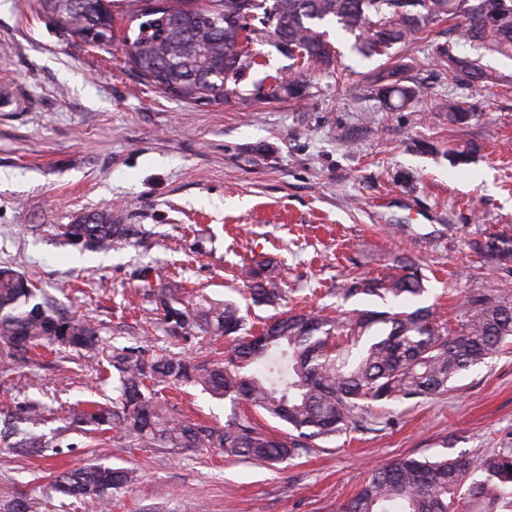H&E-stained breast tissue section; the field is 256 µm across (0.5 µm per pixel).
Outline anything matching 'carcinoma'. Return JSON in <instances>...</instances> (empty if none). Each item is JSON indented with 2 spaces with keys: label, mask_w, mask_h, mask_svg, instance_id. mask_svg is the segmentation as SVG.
<instances>
[{
  "label": "carcinoma",
  "mask_w": 512,
  "mask_h": 512,
  "mask_svg": "<svg viewBox=\"0 0 512 512\" xmlns=\"http://www.w3.org/2000/svg\"><path fill=\"white\" fill-rule=\"evenodd\" d=\"M161 2L158 10L151 8ZM58 29L98 48L122 43L127 63L163 93L192 104L221 103L236 93L247 70L257 64L250 44L257 32L271 35L280 51L301 64L293 79L273 91L303 96L306 78L333 66L334 50L321 27L336 23L356 38L365 56L384 55L397 44L419 39L446 21L460 28L474 50L512 57V0H131L128 21H139L134 35H116L110 0H40ZM448 79L478 87L499 77L478 60L435 47ZM379 93L399 105L419 89L401 84L399 69L379 73ZM448 123L463 125L472 114L452 99L443 104ZM128 229L97 211L61 234L91 250L107 251ZM491 259L512 258V237L491 234L477 243ZM400 272L379 279L348 277L342 295L391 296L409 301L424 292L425 275L411 258ZM243 282L255 303H273L278 288L270 262L244 266ZM156 291L157 309L173 328L203 338L233 337L224 361H197L179 354L143 359L136 350L112 355L116 371L112 401L88 402L74 414L78 428L112 432L137 448L192 450L215 448L227 457L274 463L301 455L337 434L366 430L386 420L372 412L375 402L431 398L448 391L461 372L503 351L512 339V299L473 291L454 294L460 320L454 329L429 307L411 311L355 310L347 315L286 312L263 324L247 325L234 302L187 295L164 278ZM31 290L27 280L0 268V339L6 359L34 347L59 344L99 355L102 338L92 324L59 320L52 309L18 311ZM189 382L219 399L250 405L285 424L281 435L248 414L233 412L222 427L178 416L162 390ZM135 480L129 469L103 464L61 473L51 481L64 494L109 504L113 493ZM512 512V448L480 458L448 452L434 458L406 457L371 471L365 483L336 512ZM26 496H0V512H33Z\"/></svg>",
  "instance_id": "obj_1"
}]
</instances>
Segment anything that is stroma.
Here are the masks:
<instances>
[{
  "label": "stroma",
  "instance_id": "35a3bbf8",
  "mask_svg": "<svg viewBox=\"0 0 512 512\" xmlns=\"http://www.w3.org/2000/svg\"><path fill=\"white\" fill-rule=\"evenodd\" d=\"M331 73L312 75L305 96L255 97L257 84L298 73L269 34L251 44L258 64L224 102L170 98L130 69L120 48L104 51L61 32L39 0H0V266L36 287L35 303L61 320L81 317L115 349L142 347L209 360L224 340L171 342L149 270L168 267L188 290L239 300L242 265L270 261L283 290L274 305L251 306L261 322L296 306L348 312L382 301L343 299L349 273L380 277L399 258L419 260L428 278L413 307L455 311L452 288L512 295V260L486 261L473 245L512 230V59L485 55L499 85L449 81L433 47H470L447 24L422 39L366 58L329 29ZM404 64L418 98L386 105L371 82ZM470 106L452 126L439 104ZM471 144L465 163L453 148ZM127 225L124 247L106 253L69 242L59 228L95 211ZM112 397V368L79 352L20 355L0 363V430L6 406L40 402L43 449L17 457L0 439V489L35 498L38 512H100L94 502L44 493L50 472L89 463L135 469L111 512H336L368 471L403 457L455 448L480 457L512 446V352L463 372L448 393L385 405L394 426L351 431L274 465L210 450L173 454L100 443L67 413ZM184 418L223 425L230 401L184 383L169 391Z\"/></svg>",
  "mask_w": 512,
  "mask_h": 512
}]
</instances>
